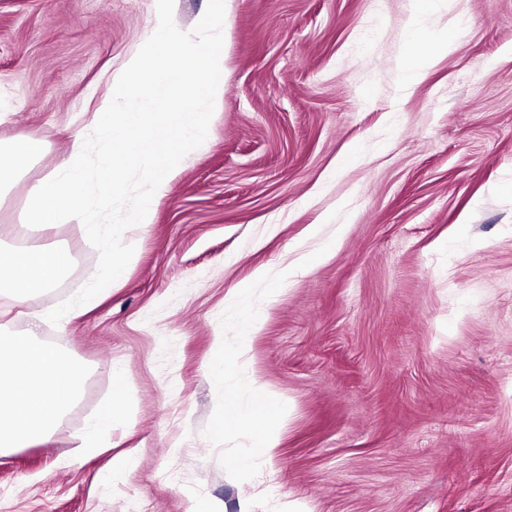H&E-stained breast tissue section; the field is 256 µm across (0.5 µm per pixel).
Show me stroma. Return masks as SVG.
<instances>
[{
    "label": "stroma",
    "mask_w": 512,
    "mask_h": 512,
    "mask_svg": "<svg viewBox=\"0 0 512 512\" xmlns=\"http://www.w3.org/2000/svg\"><path fill=\"white\" fill-rule=\"evenodd\" d=\"M153 0H0V140L45 149L0 201L6 239L150 35ZM224 102L157 200L122 280L37 337L87 364L46 445L0 452V512H512V0H452L457 28L418 84L411 0H230ZM355 163H345L350 152ZM98 263L82 226L48 236ZM297 274L242 360L287 404L272 466L230 478L203 430L230 293ZM124 368L126 420L97 453L87 420ZM134 468L113 477L112 460Z\"/></svg>",
    "instance_id": "stroma-1"
}]
</instances>
